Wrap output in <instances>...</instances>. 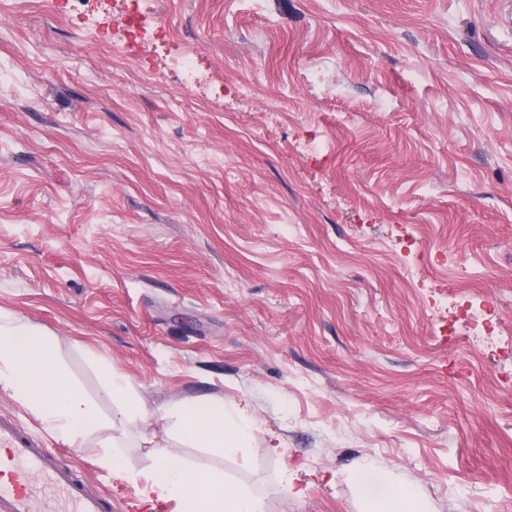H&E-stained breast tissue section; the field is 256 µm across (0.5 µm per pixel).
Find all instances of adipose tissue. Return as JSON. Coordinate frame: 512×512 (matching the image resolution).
Listing matches in <instances>:
<instances>
[{
    "mask_svg": "<svg viewBox=\"0 0 512 512\" xmlns=\"http://www.w3.org/2000/svg\"><path fill=\"white\" fill-rule=\"evenodd\" d=\"M100 381L104 394L118 405L122 419L144 417L140 400L111 368L101 369ZM0 387L36 401L49 429L71 441H86L105 424L57 362L45 333L7 317L0 318ZM177 432L193 447L212 448L222 454L239 451L253 438V428L243 417L209 405L181 410ZM155 468L160 477L146 480L144 497L188 501L195 512H266L262 497L229 483L223 471L190 467L162 450L155 455ZM352 479L361 493L362 512H432L418 486L376 463L359 464Z\"/></svg>",
    "mask_w": 512,
    "mask_h": 512,
    "instance_id": "obj_1",
    "label": "adipose tissue"
}]
</instances>
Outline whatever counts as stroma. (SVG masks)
<instances>
[{
  "label": "stroma",
  "instance_id": "1",
  "mask_svg": "<svg viewBox=\"0 0 512 512\" xmlns=\"http://www.w3.org/2000/svg\"><path fill=\"white\" fill-rule=\"evenodd\" d=\"M151 5L171 35L132 50L99 24L124 0H0V314L104 419L103 363L148 414L76 448L0 413L112 512H185L141 494L160 446L266 512H359L365 459L433 512H512V358L471 338L486 296L512 338V0ZM197 404L248 447H186ZM179 437L195 448H214L224 455L244 448L253 438L251 424L224 413L223 406L197 405L178 413Z\"/></svg>",
  "mask_w": 512,
  "mask_h": 512
}]
</instances>
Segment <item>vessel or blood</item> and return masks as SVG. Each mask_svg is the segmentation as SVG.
Listing matches in <instances>:
<instances>
[{"label": "vessel or blood", "instance_id": "vessel-or-blood-1", "mask_svg": "<svg viewBox=\"0 0 512 512\" xmlns=\"http://www.w3.org/2000/svg\"><path fill=\"white\" fill-rule=\"evenodd\" d=\"M50 492L60 512H110L104 496L90 491L76 469L0 414V512H38L37 490Z\"/></svg>", "mask_w": 512, "mask_h": 512}]
</instances>
